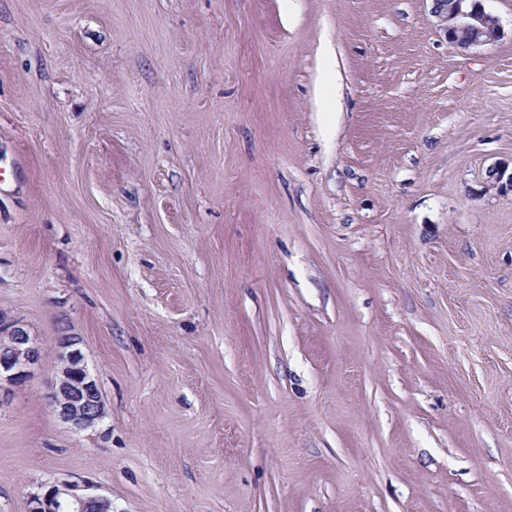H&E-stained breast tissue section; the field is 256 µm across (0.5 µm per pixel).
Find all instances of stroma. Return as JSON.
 Segmentation results:
<instances>
[{
    "mask_svg": "<svg viewBox=\"0 0 512 512\" xmlns=\"http://www.w3.org/2000/svg\"><path fill=\"white\" fill-rule=\"evenodd\" d=\"M0 0V512H512V0ZM83 338L101 428L45 395ZM432 14L440 29L458 48L467 50L475 46L491 44L500 38L497 17L486 13L473 0H431ZM0 337L6 338L0 346V406L2 407L5 387L26 382L42 358V348L28 329L18 321L9 320L0 314ZM29 512H112V500L86 484L52 483L32 495Z\"/></svg>",
    "mask_w": 512,
    "mask_h": 512,
    "instance_id": "obj_1",
    "label": "stroma"
}]
</instances>
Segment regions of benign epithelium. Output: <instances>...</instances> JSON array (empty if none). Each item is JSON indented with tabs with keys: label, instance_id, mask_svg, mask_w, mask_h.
<instances>
[{
	"label": "benign epithelium",
	"instance_id": "7a95c632",
	"mask_svg": "<svg viewBox=\"0 0 512 512\" xmlns=\"http://www.w3.org/2000/svg\"><path fill=\"white\" fill-rule=\"evenodd\" d=\"M432 14L440 29L458 48L467 50L491 44L500 38L497 17L470 0H432ZM487 183L499 190L512 188V173L493 166ZM0 406L6 388L26 382L42 358L38 339L15 320L0 314ZM83 338L64 331L56 340L60 371L46 399L53 414L76 432L99 428L107 416L100 387L91 374L82 350ZM29 512H112V500L93 487L75 483H52L41 494L32 495Z\"/></svg>",
	"mask_w": 512,
	"mask_h": 512
}]
</instances>
